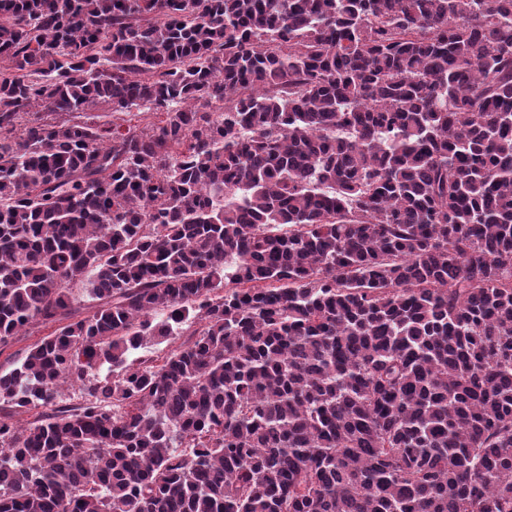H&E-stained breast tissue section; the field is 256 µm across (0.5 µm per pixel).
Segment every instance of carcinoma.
Masks as SVG:
<instances>
[{"mask_svg":"<svg viewBox=\"0 0 512 512\" xmlns=\"http://www.w3.org/2000/svg\"><path fill=\"white\" fill-rule=\"evenodd\" d=\"M0 61V512H512V0H0ZM117 117L124 118L126 120V122H124L125 126H137L139 129H145L147 131L156 127L162 119L160 114L156 115V112L148 110L146 107H141L140 110L133 108L129 114L122 113ZM60 323H37L25 336H17L6 346L0 348V371H9L17 367L24 359L28 347L57 328Z\"/></svg>","mask_w":512,"mask_h":512,"instance_id":"obj_1","label":"carcinoma"}]
</instances>
